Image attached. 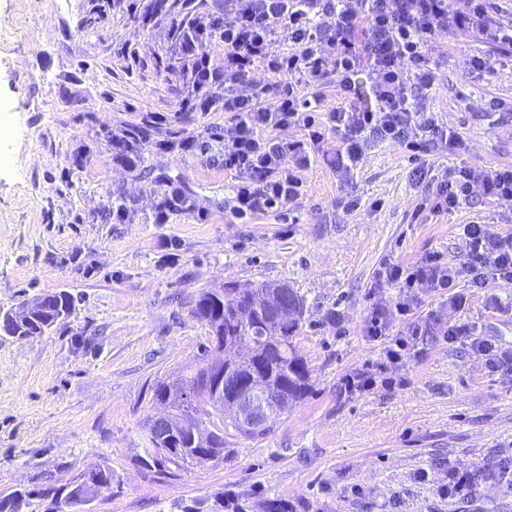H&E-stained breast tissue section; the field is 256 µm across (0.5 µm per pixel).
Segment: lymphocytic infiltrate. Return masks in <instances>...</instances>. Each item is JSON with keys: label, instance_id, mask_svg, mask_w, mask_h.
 I'll use <instances>...</instances> for the list:
<instances>
[{"label": "lymphocytic infiltrate", "instance_id": "lymphocytic-infiltrate-1", "mask_svg": "<svg viewBox=\"0 0 512 512\" xmlns=\"http://www.w3.org/2000/svg\"><path fill=\"white\" fill-rule=\"evenodd\" d=\"M186 13L172 32L188 52L192 83L184 109L208 114L224 109L230 122L220 136L219 155L226 172L236 180L233 215L245 219L283 208L304 193L300 169L311 163V153L327 131H344L336 151L339 168L352 169L360 160L361 135L380 142L400 143L413 153L429 145H458V136L428 116L418 136L408 134L413 104L409 88H430L435 74L426 58L429 39L437 32H493L512 47V26L490 28V0H361L362 11L336 10L332 20L317 22L324 0H224L223 16L207 13L206 0H182ZM287 27L291 51L277 47L279 27ZM224 47L223 62H215L209 47ZM273 80L241 93L254 68ZM336 76L340 105L324 107L323 79ZM374 79L375 104L362 110L352 102L358 79ZM301 127L306 138L292 140L288 131ZM512 201V164L476 170L458 166L444 173L428 193L425 204L433 214H449L475 201ZM468 262L455 267L433 253L413 265L384 264L380 282L400 288L394 312L412 311L407 291L420 284L448 290V303L464 307L456 293L459 280L485 288L490 281L512 284V232L492 231L485 224L463 229ZM448 341L469 337L474 354L487 366L512 371V349L494 340L474 336L468 325L449 326Z\"/></svg>", "mask_w": 512, "mask_h": 512}]
</instances>
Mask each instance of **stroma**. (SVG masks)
<instances>
[{
	"mask_svg": "<svg viewBox=\"0 0 512 512\" xmlns=\"http://www.w3.org/2000/svg\"><path fill=\"white\" fill-rule=\"evenodd\" d=\"M148 7L157 12L149 26ZM181 14L180 0H0V308L75 297L40 338L0 333V489L60 486L106 462L115 477L94 512H169L218 493V512H271L276 502L288 512H512V373L489 372L466 340L442 336L468 323L512 348V290L460 286L467 302L456 309L447 291L418 286L412 316L393 313L388 334L405 335L414 320L437 332L411 341L394 365L383 366L384 342L367 334L372 311L392 309L398 295L378 282L382 264L438 252L463 266L464 225L512 232V202L432 214L403 146L369 142L357 167L340 172L338 132L301 171L305 194L246 224L211 155L157 150L146 128L143 162H113V131L148 112L168 113L175 140L224 132L223 110L182 108L188 84L171 33ZM427 56L438 77L417 95L413 122L436 113L462 141L421 154L429 178L512 164V48L440 32ZM476 56L501 65L478 75ZM172 187L202 215L154 223ZM117 204L128 223H113ZM266 282L304 300L293 343L309 369L307 397L262 436L225 427L221 460L143 467L144 424L164 410L155 382L218 356L194 300ZM377 367L384 382L346 388L345 377ZM452 462L479 468L466 498L437 492Z\"/></svg>",
	"mask_w": 512,
	"mask_h": 512,
	"instance_id": "obj_1",
	"label": "stroma"
}]
</instances>
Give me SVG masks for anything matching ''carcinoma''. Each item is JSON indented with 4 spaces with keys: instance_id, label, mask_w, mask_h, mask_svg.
<instances>
[{
    "instance_id": "obj_1",
    "label": "carcinoma",
    "mask_w": 512,
    "mask_h": 512,
    "mask_svg": "<svg viewBox=\"0 0 512 512\" xmlns=\"http://www.w3.org/2000/svg\"><path fill=\"white\" fill-rule=\"evenodd\" d=\"M74 297L67 291L45 294L33 301L23 300L6 310L0 309V329L15 340L23 342L46 334L67 319L72 311ZM285 304L293 308L291 319L273 330L268 323V310L249 305L246 292L237 288L205 291L196 299L193 314L205 323L211 337H222L224 348H232L242 341L252 345L258 369L248 361L224 358V374L233 379H248L258 373L255 394L264 398L274 414H281L288 407L302 400L308 393L309 370L295 352L292 338L299 330L304 313V301L293 289H286ZM196 377L190 375L170 384L158 382L153 386V397L161 400L171 393L172 387L183 390L194 387ZM171 415L175 424L202 413L208 417L218 413L206 391L193 393L187 399L172 404ZM142 458L144 466L158 465L162 460L174 464H203L224 456V437L213 427L201 421L194 422V429L179 427L164 443L163 448H146ZM98 487L89 485L87 475L81 474L63 486H46L30 489L16 486L0 490V512H28L33 500L44 504V512H93L92 503L101 494V487L112 489V466L104 463L95 469Z\"/></svg>"
}]
</instances>
